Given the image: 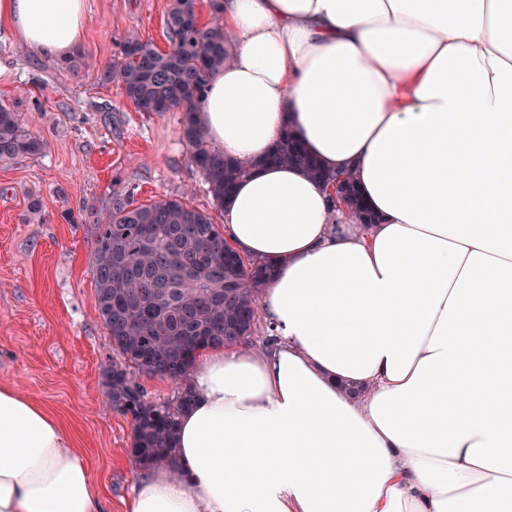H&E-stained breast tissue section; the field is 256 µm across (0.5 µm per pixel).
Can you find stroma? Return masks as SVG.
I'll list each match as a JSON object with an SVG mask.
<instances>
[{
  "label": "stroma",
  "instance_id": "stroma-1",
  "mask_svg": "<svg viewBox=\"0 0 512 512\" xmlns=\"http://www.w3.org/2000/svg\"><path fill=\"white\" fill-rule=\"evenodd\" d=\"M85 3L72 72L0 26V106L45 143L0 162V385L58 417L104 512H125L140 470L127 451L130 419L104 402L114 352L96 308L91 226L122 190L142 203L180 198L217 221L222 212L191 160L181 112L138 111L121 84L100 79L128 32L168 51L170 0Z\"/></svg>",
  "mask_w": 512,
  "mask_h": 512
}]
</instances>
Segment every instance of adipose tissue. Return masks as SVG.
<instances>
[{"mask_svg": "<svg viewBox=\"0 0 512 512\" xmlns=\"http://www.w3.org/2000/svg\"><path fill=\"white\" fill-rule=\"evenodd\" d=\"M198 119L254 164L227 236L266 263L275 336L196 370L175 462L127 512H512V0H220ZM68 53L85 0H0ZM292 131L353 172L263 158ZM0 512H101L58 420L0 386ZM342 181L343 187V199L345 203L350 207L352 213L363 217L364 224L372 223L371 214L365 209L357 185L355 177L352 173L346 174Z\"/></svg>", "mask_w": 512, "mask_h": 512, "instance_id": "ef3b65f1", "label": "adipose tissue"}]
</instances>
